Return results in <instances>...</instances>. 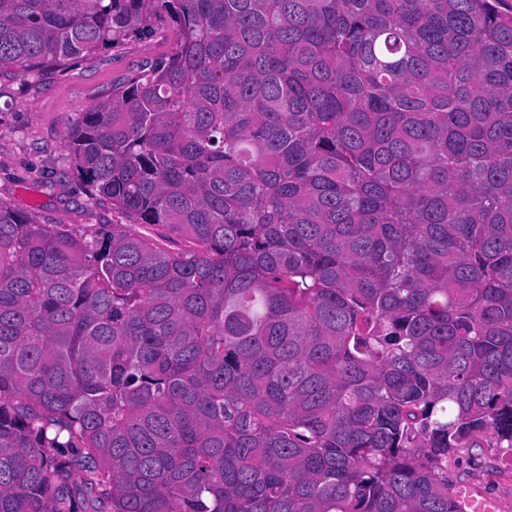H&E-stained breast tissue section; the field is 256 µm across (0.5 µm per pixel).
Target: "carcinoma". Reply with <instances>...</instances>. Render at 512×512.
I'll list each match as a JSON object with an SVG mask.
<instances>
[{
    "mask_svg": "<svg viewBox=\"0 0 512 512\" xmlns=\"http://www.w3.org/2000/svg\"><path fill=\"white\" fill-rule=\"evenodd\" d=\"M498 2L0 0V69L168 19L65 145L196 244L0 205V512H455L448 459L512 448Z\"/></svg>",
    "mask_w": 512,
    "mask_h": 512,
    "instance_id": "carcinoma-1",
    "label": "carcinoma"
}]
</instances>
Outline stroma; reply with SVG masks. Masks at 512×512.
Here are the masks:
<instances>
[{
	"instance_id": "stroma-1",
	"label": "stroma",
	"mask_w": 512,
	"mask_h": 512,
	"mask_svg": "<svg viewBox=\"0 0 512 512\" xmlns=\"http://www.w3.org/2000/svg\"><path fill=\"white\" fill-rule=\"evenodd\" d=\"M176 48L169 23L124 39L95 56L25 73L0 69V204L39 224H60L76 235L130 234L155 239L162 249L193 250V242L154 224H138L91 198L65 148L66 132L80 113L111 97L115 86ZM490 435L448 461L452 486L472 484L512 512V472L497 466Z\"/></svg>"
}]
</instances>
